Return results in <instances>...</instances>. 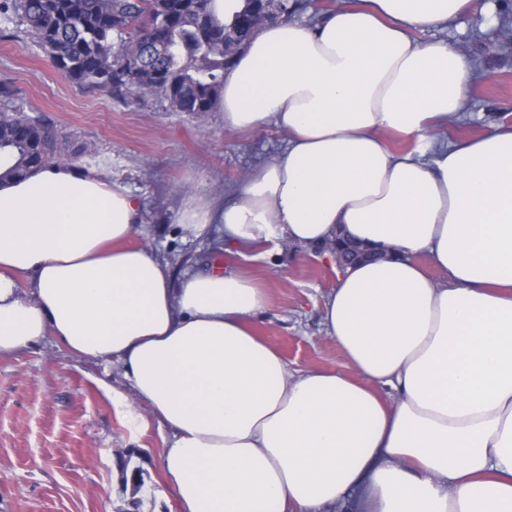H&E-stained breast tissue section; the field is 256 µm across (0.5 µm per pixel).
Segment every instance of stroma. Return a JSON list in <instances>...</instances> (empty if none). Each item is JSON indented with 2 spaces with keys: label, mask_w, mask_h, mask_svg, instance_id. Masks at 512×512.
I'll return each instance as SVG.
<instances>
[{
  "label": "stroma",
  "mask_w": 512,
  "mask_h": 512,
  "mask_svg": "<svg viewBox=\"0 0 512 512\" xmlns=\"http://www.w3.org/2000/svg\"><path fill=\"white\" fill-rule=\"evenodd\" d=\"M485 3L484 14L412 32L417 41H446L477 64L471 101L446 130L451 139L512 124V42L499 34L512 0ZM1 80L20 90L23 112L56 126L61 151L76 167L91 153L108 158L105 175L140 197L145 222L133 245L178 274L189 266H243L269 290L270 311L253 322L255 335L289 368L347 370L320 323L335 284L322 257L283 241L246 262L231 250L184 240L177 224L187 195L231 193L285 146L284 132L270 122L233 131L216 110L173 112L154 101L126 105L82 91L23 34L0 37ZM126 389L109 362L79 359L50 339L1 357L0 512H181L161 470L166 433L146 406L133 413L113 401V391Z\"/></svg>",
  "instance_id": "1"
}]
</instances>
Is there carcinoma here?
<instances>
[{
    "mask_svg": "<svg viewBox=\"0 0 512 512\" xmlns=\"http://www.w3.org/2000/svg\"><path fill=\"white\" fill-rule=\"evenodd\" d=\"M211 0H0V21L25 27L50 62L82 89L125 104L152 97L173 112H210L224 71L249 38L286 22L300 0H243L230 24L213 18ZM20 90L0 81V181L57 156V128L18 112Z\"/></svg>",
    "mask_w": 512,
    "mask_h": 512,
    "instance_id": "carcinoma-1",
    "label": "carcinoma"
}]
</instances>
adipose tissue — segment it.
<instances>
[{
	"instance_id": "adipose-tissue-1",
	"label": "adipose tissue",
	"mask_w": 512,
	"mask_h": 512,
	"mask_svg": "<svg viewBox=\"0 0 512 512\" xmlns=\"http://www.w3.org/2000/svg\"><path fill=\"white\" fill-rule=\"evenodd\" d=\"M484 11L357 0L260 28L224 76L225 127L271 122L287 143L229 198L189 195L177 221L245 259L340 226L383 252L323 300L349 371L289 369L251 329L267 289L238 266L174 276L129 243L139 198L69 164L0 184V357L50 337L117 365L168 434L182 512H512V126L441 139L476 66L411 36Z\"/></svg>"
}]
</instances>
